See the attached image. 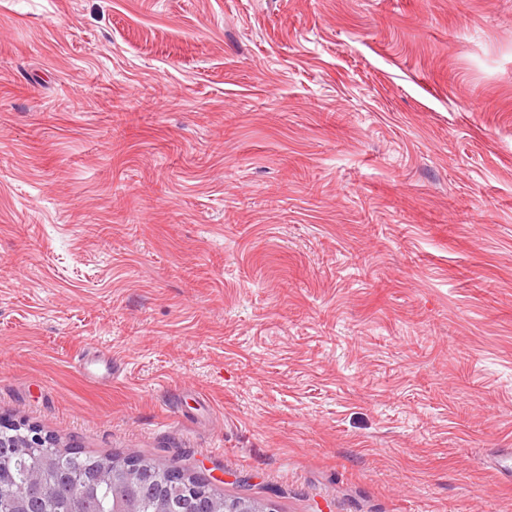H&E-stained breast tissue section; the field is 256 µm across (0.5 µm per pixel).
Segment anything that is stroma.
Wrapping results in <instances>:
<instances>
[{
  "label": "stroma",
  "mask_w": 512,
  "mask_h": 512,
  "mask_svg": "<svg viewBox=\"0 0 512 512\" xmlns=\"http://www.w3.org/2000/svg\"><path fill=\"white\" fill-rule=\"evenodd\" d=\"M0 421L512 512V0H0ZM78 366L89 381H112V354L109 351H90L78 359Z\"/></svg>",
  "instance_id": "obj_1"
}]
</instances>
